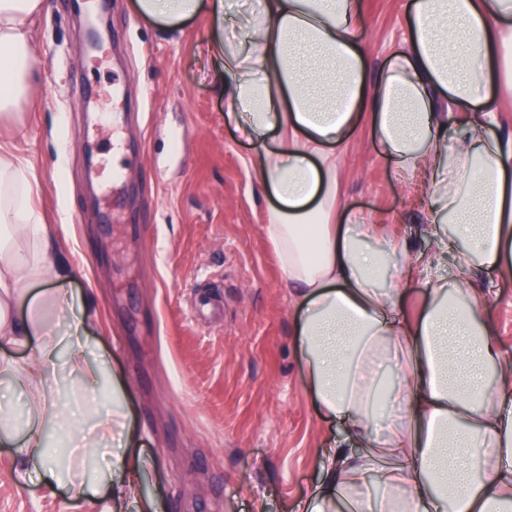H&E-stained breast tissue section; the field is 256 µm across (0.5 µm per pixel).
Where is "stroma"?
Returning <instances> with one entry per match:
<instances>
[{"instance_id": "1", "label": "stroma", "mask_w": 512, "mask_h": 512, "mask_svg": "<svg viewBox=\"0 0 512 512\" xmlns=\"http://www.w3.org/2000/svg\"><path fill=\"white\" fill-rule=\"evenodd\" d=\"M135 0H44L29 21L41 58L21 103L33 189L72 266L65 288L91 362L118 373L143 462L138 496L157 512H295L323 481V450L344 432L317 408L297 350L300 311L262 226L274 198L258 150L224 119L223 69L207 14L174 25L139 18ZM411 0H362L365 73L375 82ZM100 168L140 161L112 186L103 223L89 176L87 121ZM341 203L429 249L425 203L403 186L367 122L348 137ZM482 321L512 355V277L479 271ZM0 441V512H87L72 490L24 480Z\"/></svg>"}]
</instances>
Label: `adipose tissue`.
<instances>
[{
  "label": "adipose tissue",
  "mask_w": 512,
  "mask_h": 512,
  "mask_svg": "<svg viewBox=\"0 0 512 512\" xmlns=\"http://www.w3.org/2000/svg\"><path fill=\"white\" fill-rule=\"evenodd\" d=\"M42 0H0V123L24 134L16 107L30 99L38 62L28 21ZM208 9L224 23V0H136L144 20L174 24ZM361 0H256L237 39H213L223 65L224 117L260 144L256 177L276 198L262 226L295 288L300 348L319 408L342 425L343 444L324 451L326 479L303 512H512V358L480 318L486 299L473 274L512 276V140L495 134V109L458 125L512 87V0H413L401 41L381 78L367 83L359 35ZM367 120L402 183L419 180L429 198L432 249L411 253L381 225L359 223L338 206L339 160L359 120ZM456 136H449V129ZM278 142L267 145L270 134ZM38 177L0 141V381L26 393L34 414L14 442L21 474L41 472L84 493L112 488L108 512H156L135 497L141 459L118 455L88 481L61 475L47 428L71 432L77 447L112 440L126 426L125 407L87 424L81 406L60 400L55 358L67 350L83 391L98 389L102 370L79 340L59 335L68 318L67 266L50 252L42 214L31 203ZM462 249L442 267L447 238ZM391 286H380L389 269ZM423 282L415 318L397 315L405 286ZM45 289L31 293V284ZM27 304V319L14 310ZM29 348L19 367L13 348ZM391 367L396 381L385 378ZM393 407L387 433L371 424ZM358 444L360 454L349 451ZM385 488L376 501L368 483Z\"/></svg>",
  "instance_id": "1"
}]
</instances>
